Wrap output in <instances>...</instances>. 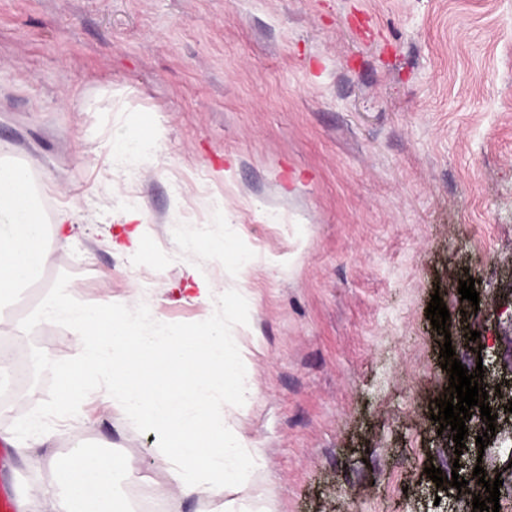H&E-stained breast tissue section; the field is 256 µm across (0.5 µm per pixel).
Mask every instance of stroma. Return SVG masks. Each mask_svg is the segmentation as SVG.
<instances>
[{"instance_id":"obj_1","label":"stroma","mask_w":512,"mask_h":512,"mask_svg":"<svg viewBox=\"0 0 512 512\" xmlns=\"http://www.w3.org/2000/svg\"><path fill=\"white\" fill-rule=\"evenodd\" d=\"M121 135L145 137L140 160ZM0 159L28 167L48 222L73 212L0 317V343L38 355L0 407V497L47 483L72 428L127 457L120 497L171 481L158 433L102 382L63 415L78 352L29 318L72 290L150 335L244 316L256 396L237 425L268 512H437L424 469L453 458L426 309L471 278L512 285V0H0ZM132 209L140 251L121 248ZM224 235L239 257L213 248ZM190 264L224 301L198 300Z\"/></svg>"}]
</instances>
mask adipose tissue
<instances>
[{
    "label": "adipose tissue",
    "mask_w": 512,
    "mask_h": 512,
    "mask_svg": "<svg viewBox=\"0 0 512 512\" xmlns=\"http://www.w3.org/2000/svg\"><path fill=\"white\" fill-rule=\"evenodd\" d=\"M47 228L34 179L21 166L0 161V308L21 287L40 279L47 260ZM41 325L66 323L80 360L62 377V408L73 413L89 380L105 383L138 420L157 430L162 461L175 474L156 495L188 498L237 492L225 512H263L262 491L248 479L259 465L256 449L230 424L218 396L250 408L255 390L233 337L223 325L170 329L142 337L126 307L106 297L88 305L60 295L36 313ZM47 486L38 491L39 512H133L113 491L128 464L119 455L77 448L63 464L47 462Z\"/></svg>",
    "instance_id": "adipose-tissue-1"
}]
</instances>
